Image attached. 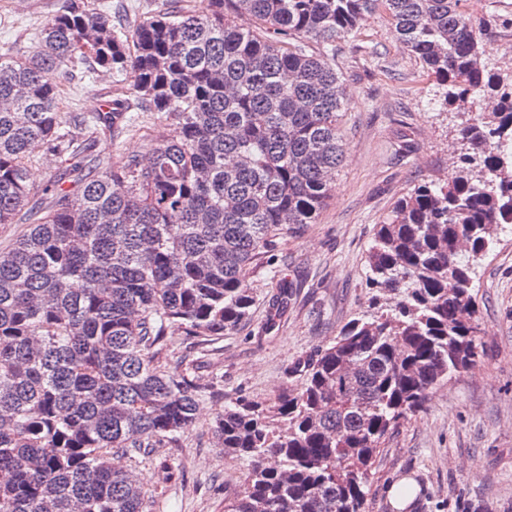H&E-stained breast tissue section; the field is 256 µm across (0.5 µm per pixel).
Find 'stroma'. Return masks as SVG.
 I'll use <instances>...</instances> for the list:
<instances>
[{"label": "stroma", "mask_w": 512, "mask_h": 512, "mask_svg": "<svg viewBox=\"0 0 512 512\" xmlns=\"http://www.w3.org/2000/svg\"><path fill=\"white\" fill-rule=\"evenodd\" d=\"M61 0H0V51L31 55L34 33ZM480 23L483 64L512 74V0H462ZM332 62L346 93L341 131L345 159L315 224L280 239L251 268L249 319L221 336L194 337L169 327L165 345L188 373L213 381L194 426L168 447L119 458L122 470L151 492L148 512H224L241 488L244 459L216 448L212 426L225 405L244 397L273 401L293 384L292 370L330 343L349 321L369 313L368 253L394 202L424 181L447 180L464 147L458 127L478 100L457 108L417 58L397 41L385 14L367 17L338 40ZM63 111L104 110L112 76L72 81L60 72ZM138 132L100 137L105 158L146 157L160 131L150 114ZM479 359L437 385L423 411L401 421L373 459L365 512H394L390 485L409 479L407 512H512V230L498 228L489 252L473 264Z\"/></svg>", "instance_id": "obj_1"}]
</instances>
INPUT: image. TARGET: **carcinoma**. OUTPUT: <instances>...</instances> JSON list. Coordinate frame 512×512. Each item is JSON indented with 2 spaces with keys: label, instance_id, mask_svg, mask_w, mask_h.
<instances>
[{
  "label": "carcinoma",
  "instance_id": "obj_1",
  "mask_svg": "<svg viewBox=\"0 0 512 512\" xmlns=\"http://www.w3.org/2000/svg\"><path fill=\"white\" fill-rule=\"evenodd\" d=\"M251 15L244 31L229 14ZM376 12L445 87L483 110L459 130L454 176L397 200L377 225L369 284L399 297L350 321L271 404L237 398L213 427L250 462L224 512H364L388 433L429 391L475 365L471 262L512 224V81L481 65L461 0H180L119 29L62 0L26 57L0 52V512H144L145 489L110 463L176 441L206 385L164 353L165 331L221 336L251 312L246 278L299 236L344 161L342 82L327 47ZM122 77L173 130L146 163L92 153L133 127L129 104L62 112L57 73ZM66 157L36 190L27 166ZM468 245V260L460 245Z\"/></svg>",
  "mask_w": 512,
  "mask_h": 512
}]
</instances>
